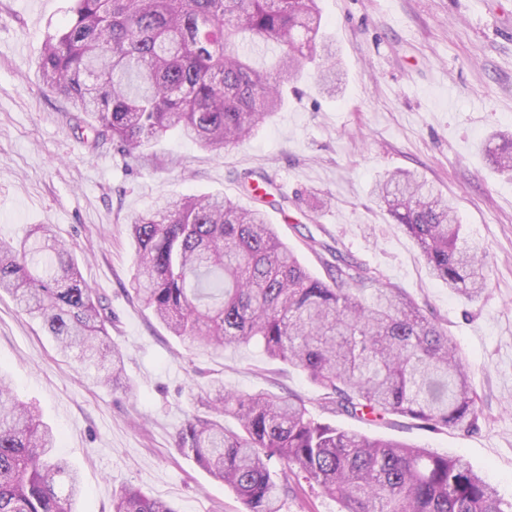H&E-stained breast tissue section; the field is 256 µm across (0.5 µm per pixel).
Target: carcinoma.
<instances>
[{
    "instance_id": "carcinoma-1",
    "label": "carcinoma",
    "mask_w": 512,
    "mask_h": 512,
    "mask_svg": "<svg viewBox=\"0 0 512 512\" xmlns=\"http://www.w3.org/2000/svg\"><path fill=\"white\" fill-rule=\"evenodd\" d=\"M324 54L318 86L341 73L319 0H71L48 35L42 83L100 123L122 153L139 158L172 133L221 151L255 134L284 106L300 59ZM271 52L274 62L252 58ZM498 171L512 175V136L495 134ZM251 208L222 194L158 200L130 224L131 289L169 331L214 348L257 344L323 391L321 408L370 421L409 417L431 430L478 421L469 361L448 328L405 291L339 248L329 280L311 275L267 222L266 176L237 174ZM371 194L417 245L430 277L477 301L491 282L486 251L463 236L454 209L424 176L394 172ZM0 291L40 319L57 349L125 384L124 358L105 308L71 250L42 227L19 246L0 241ZM210 415L181 430L177 450L236 496L243 512H283L303 486L338 512H512L497 489L460 459L319 422L306 401L212 383ZM56 437L0 375V512H78V472L55 458ZM112 512H178L124 488Z\"/></svg>"
}]
</instances>
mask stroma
<instances>
[{
	"label": "stroma",
	"instance_id": "obj_1",
	"mask_svg": "<svg viewBox=\"0 0 512 512\" xmlns=\"http://www.w3.org/2000/svg\"><path fill=\"white\" fill-rule=\"evenodd\" d=\"M70 0H0V241L16 244L49 226L76 256L124 355L131 391L98 384L69 362L42 323L0 296V370L36 406L76 469L79 512H111L132 487L178 512H241L223 483L176 449L178 432L213 380L226 389L295 394L316 418L461 458L512 502V176L493 170L486 146L512 132V0H320L346 74L338 96L315 87L305 62L297 94L252 138L211 151L173 134L138 161L95 142L83 113L45 89L37 63ZM269 175L287 196L267 212L314 276L304 245L335 239L387 281L444 320L466 356L479 397L476 429L429 432L404 417L377 424L320 408L322 391L255 345L215 350L172 336L129 294L135 272L127 227L161 195L221 193L249 204L237 174ZM415 170L456 210L493 269L475 302L431 278L420 251L370 196L385 173Z\"/></svg>",
	"mask_w": 512,
	"mask_h": 512
}]
</instances>
